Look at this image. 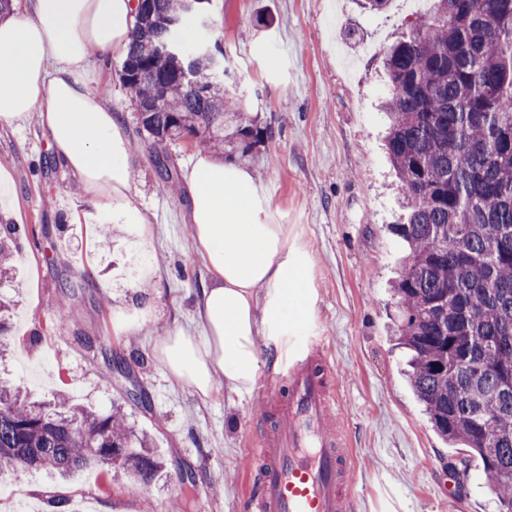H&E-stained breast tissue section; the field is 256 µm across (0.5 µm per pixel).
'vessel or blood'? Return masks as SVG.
Here are the masks:
<instances>
[{"label": "vessel or blood", "instance_id": "b4317fda", "mask_svg": "<svg viewBox=\"0 0 512 512\" xmlns=\"http://www.w3.org/2000/svg\"><path fill=\"white\" fill-rule=\"evenodd\" d=\"M267 413L249 450L244 512H353L354 470L333 409L337 379L322 341L299 342L268 373Z\"/></svg>", "mask_w": 512, "mask_h": 512}]
</instances>
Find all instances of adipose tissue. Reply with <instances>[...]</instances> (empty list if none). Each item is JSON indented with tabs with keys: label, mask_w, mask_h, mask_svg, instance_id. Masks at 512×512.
<instances>
[{
	"label": "adipose tissue",
	"mask_w": 512,
	"mask_h": 512,
	"mask_svg": "<svg viewBox=\"0 0 512 512\" xmlns=\"http://www.w3.org/2000/svg\"><path fill=\"white\" fill-rule=\"evenodd\" d=\"M138 0H25L0 17V126L37 120L56 160L90 199L109 190L130 208L132 159L121 120L82 81L90 54L124 50ZM186 218L210 283L197 304L202 333L159 338L156 357L178 384L209 395L215 382L251 392L267 343L307 319L308 261L271 221L245 165L206 153L184 176Z\"/></svg>",
	"instance_id": "ef3b65f1"
}]
</instances>
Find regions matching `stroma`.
<instances>
[{
    "label": "stroma",
    "instance_id": "obj_1",
    "mask_svg": "<svg viewBox=\"0 0 512 512\" xmlns=\"http://www.w3.org/2000/svg\"><path fill=\"white\" fill-rule=\"evenodd\" d=\"M364 0H212L214 37L224 47V82L240 106L270 133L246 166L258 178L275 223L306 252L314 304L310 330L334 361L337 410L355 461L354 512H494V500L471 462L466 479L454 467L462 449L433 431L405 378L393 345L390 284L402 243L386 227L400 213L396 179L383 147L386 92L375 40L391 44L418 11L391 0L381 12ZM123 56L94 60V87L130 133L135 163L130 196L155 228L152 243L134 248L111 201L92 203L53 158L37 123L0 129V168L13 177L12 208L0 218L17 225L22 246L16 279L0 295L18 296L0 358V380L37 398L66 394L110 410L122 405L166 460L167 476L144 485L115 469H86L62 480L18 471L0 480V512L30 503L46 512L43 491L66 501L65 512H165L180 496L179 478L196 479L188 512H238L245 492L248 440L263 410L256 391L224 387L204 398L170 381L154 355L167 330L201 332L196 300L210 281L187 224L183 193H170L152 163L149 137H135L136 114L118 70ZM160 267L147 285L134 263ZM79 279L76 297L62 288ZM150 323L115 335L117 311ZM122 357L133 377L110 370Z\"/></svg>",
    "mask_w": 512,
    "mask_h": 512
}]
</instances>
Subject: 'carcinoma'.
<instances>
[{
	"label": "carcinoma",
	"mask_w": 512,
	"mask_h": 512,
	"mask_svg": "<svg viewBox=\"0 0 512 512\" xmlns=\"http://www.w3.org/2000/svg\"><path fill=\"white\" fill-rule=\"evenodd\" d=\"M119 78L137 133L216 154L248 153L268 135L235 102L199 46L162 55L181 0H141ZM388 158L407 216L389 231L408 245L392 288L408 381L435 433L481 461L495 512H512V0H433L429 14L383 50ZM156 170L175 192L170 158ZM14 224L0 223V277L12 272ZM11 300L0 299V349ZM118 468L143 483L165 474L121 410L61 396L35 402L0 381V476L62 478Z\"/></svg>",
	"instance_id": "carcinoma-1"
}]
</instances>
